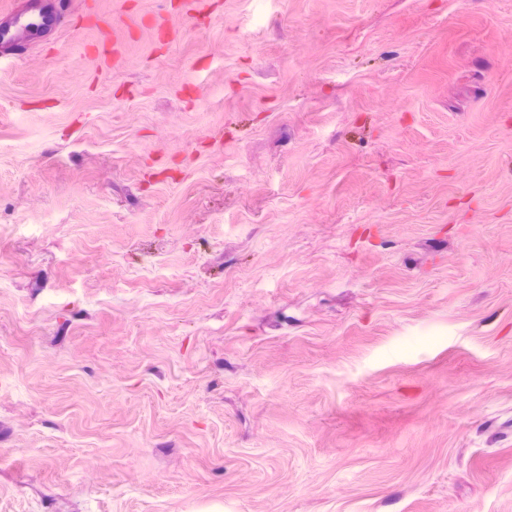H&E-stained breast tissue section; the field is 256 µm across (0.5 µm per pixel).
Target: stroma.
Segmentation results:
<instances>
[{"mask_svg":"<svg viewBox=\"0 0 512 512\" xmlns=\"http://www.w3.org/2000/svg\"><path fill=\"white\" fill-rule=\"evenodd\" d=\"M65 13L0 60V512H512V0Z\"/></svg>","mask_w":512,"mask_h":512,"instance_id":"35a3bbf8","label":"stroma"}]
</instances>
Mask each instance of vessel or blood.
Masks as SVG:
<instances>
[{
    "mask_svg": "<svg viewBox=\"0 0 512 512\" xmlns=\"http://www.w3.org/2000/svg\"><path fill=\"white\" fill-rule=\"evenodd\" d=\"M65 22L62 0H25L9 18L0 21V52L15 51L43 32Z\"/></svg>",
    "mask_w": 512,
    "mask_h": 512,
    "instance_id": "1",
    "label": "vessel or blood"
}]
</instances>
